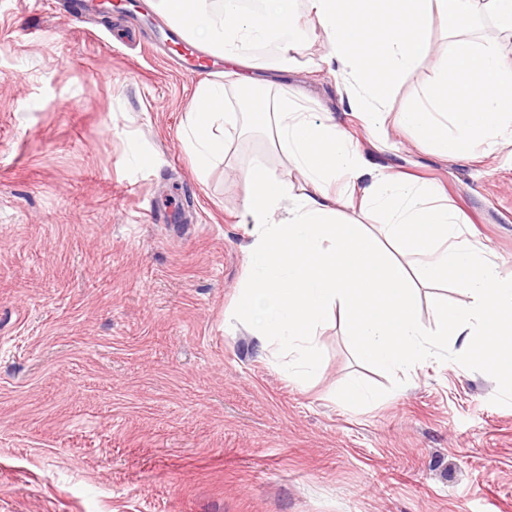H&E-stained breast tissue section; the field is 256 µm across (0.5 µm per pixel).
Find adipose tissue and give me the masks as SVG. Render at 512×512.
<instances>
[{
	"label": "adipose tissue",
	"instance_id": "adipose-tissue-1",
	"mask_svg": "<svg viewBox=\"0 0 512 512\" xmlns=\"http://www.w3.org/2000/svg\"><path fill=\"white\" fill-rule=\"evenodd\" d=\"M324 47L321 63L340 79L339 92L370 134L388 140L385 106L420 64L435 73L401 126L420 146L448 157L473 144L512 145V58L497 42L470 36L472 13L491 15L512 36V0H305ZM158 8L206 52L223 58L224 80L203 79L183 130L199 170L224 158L232 128L263 134L303 178L300 189L263 165L243 171L242 209L252 224L247 276L232 319L248 322L262 348L292 356L293 380L318 369L314 328L339 312L349 339L367 362L406 371L461 339L473 368L498 375L512 389V280L502 278L482 245L464 237L459 217L439 189L391 171L369 168L332 113L313 115L299 99H269L251 77V48L276 42L289 62L306 48V33L288 0H158ZM449 19L446 47L432 40L435 17ZM243 91L240 111H226V79ZM378 212L380 235L340 221L346 203ZM390 240L416 254L427 282L452 281L464 307L439 300L434 324L416 316L419 293L408 269L384 250Z\"/></svg>",
	"mask_w": 512,
	"mask_h": 512
}]
</instances>
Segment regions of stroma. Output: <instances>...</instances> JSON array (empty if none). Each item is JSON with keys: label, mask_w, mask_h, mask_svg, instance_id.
I'll return each mask as SVG.
<instances>
[{"label": "stroma", "mask_w": 512, "mask_h": 512, "mask_svg": "<svg viewBox=\"0 0 512 512\" xmlns=\"http://www.w3.org/2000/svg\"><path fill=\"white\" fill-rule=\"evenodd\" d=\"M144 41L100 0H0V512H512V393L458 343L382 371L334 313L298 383L226 321L252 232L237 172L301 180L236 133L199 176L180 132L203 75ZM321 53L307 31L296 68L275 48L255 76L443 187L512 276V146L447 159L393 126L374 152ZM354 380L368 403L341 400Z\"/></svg>", "instance_id": "stroma-1"}]
</instances>
